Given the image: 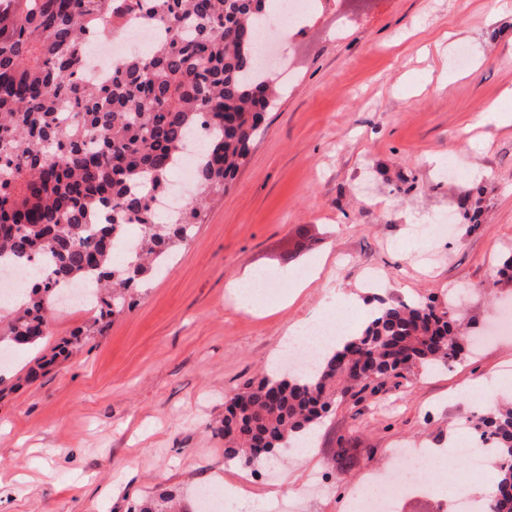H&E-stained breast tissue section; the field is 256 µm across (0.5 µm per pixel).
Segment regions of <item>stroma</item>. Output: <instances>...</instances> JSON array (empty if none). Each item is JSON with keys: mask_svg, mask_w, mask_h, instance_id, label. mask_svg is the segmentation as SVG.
I'll list each match as a JSON object with an SVG mask.
<instances>
[{"mask_svg": "<svg viewBox=\"0 0 512 512\" xmlns=\"http://www.w3.org/2000/svg\"><path fill=\"white\" fill-rule=\"evenodd\" d=\"M278 52L294 83L189 244L143 275L102 333H89V310L62 305L37 346L0 359V512H132L165 488L197 512V487L240 478L254 501L273 492L298 512H344L367 464L394 468L387 449L454 441L475 398L512 400V380L497 379L510 336L337 403L310 457L288 456L276 474L225 459L210 427L264 375L291 323L325 311L361 323L376 297L444 304L453 290L484 332L512 300L494 276L512 252V125L481 118L493 104L512 110V0H328ZM466 198L479 223L458 219ZM448 214L450 233L416 237ZM318 259V279L295 293ZM370 268L376 292L363 286ZM257 269L284 276L282 297L241 306L228 284ZM79 332L72 354L54 357ZM341 452L354 465L339 482ZM316 476L332 481L325 498L305 493Z\"/></svg>", "mask_w": 512, "mask_h": 512, "instance_id": "35a3bbf8", "label": "stroma"}]
</instances>
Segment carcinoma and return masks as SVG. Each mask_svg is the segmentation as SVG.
Returning <instances> with one entry per match:
<instances>
[{"mask_svg":"<svg viewBox=\"0 0 512 512\" xmlns=\"http://www.w3.org/2000/svg\"><path fill=\"white\" fill-rule=\"evenodd\" d=\"M270 0H0V270L36 272L0 317V344H37L72 282L94 286L92 326L120 314L148 265L195 233L205 196L227 185L278 96L258 72L253 35ZM139 16L164 32L147 53L115 61L112 78L81 71L89 43ZM197 127L209 131L194 193L161 219L165 192ZM137 225L135 264L115 246ZM372 317L307 373L279 369L233 397L213 425L224 457L269 460L313 429L336 400L380 392L411 367L461 361L466 327L456 306L378 299ZM477 445L499 460L488 512H512V403L472 415ZM163 491L139 512H175Z\"/></svg>","mask_w":512,"mask_h":512,"instance_id":"carcinoma-1","label":"carcinoma"}]
</instances>
